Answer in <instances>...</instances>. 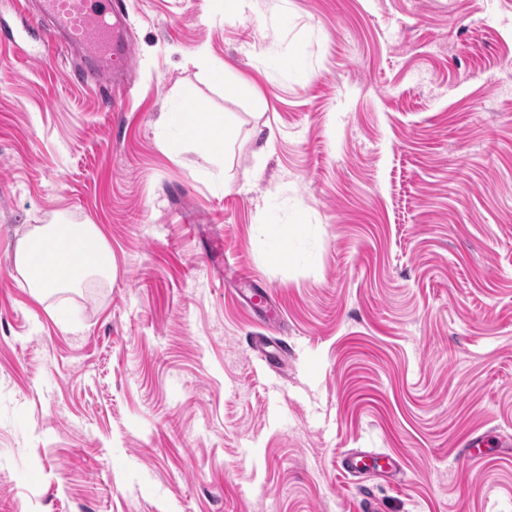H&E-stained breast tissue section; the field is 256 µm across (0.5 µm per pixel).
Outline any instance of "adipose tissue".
<instances>
[{
	"label": "adipose tissue",
	"mask_w": 512,
	"mask_h": 512,
	"mask_svg": "<svg viewBox=\"0 0 512 512\" xmlns=\"http://www.w3.org/2000/svg\"><path fill=\"white\" fill-rule=\"evenodd\" d=\"M231 130L227 114L194 102L182 115L178 140L197 145L210 158L217 159L227 152ZM85 249L92 252V261L83 266L73 264V257ZM13 262L17 276L39 301L93 282L111 281L117 269L112 250L97 225L59 220L32 225L18 239Z\"/></svg>",
	"instance_id": "ef3b65f1"
}]
</instances>
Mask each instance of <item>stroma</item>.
<instances>
[{
    "mask_svg": "<svg viewBox=\"0 0 512 512\" xmlns=\"http://www.w3.org/2000/svg\"><path fill=\"white\" fill-rule=\"evenodd\" d=\"M127 9L109 108L0 0V512H512V456L461 461L466 434L512 440V0ZM191 101L229 115L226 157L168 151ZM55 218L101 228L113 282L15 280ZM348 451L399 472L359 484ZM368 458L370 460H386L385 469L382 471L387 476L394 475L399 469V462L397 459L393 458L388 454H371V455H363L357 452H344L337 459V468L341 472L351 476V477H360V475L364 476V478H369L373 476L374 473L370 470H366L368 464L365 459Z\"/></svg>",
    "mask_w": 512,
    "mask_h": 512,
    "instance_id": "35a3bbf8",
    "label": "stroma"
}]
</instances>
